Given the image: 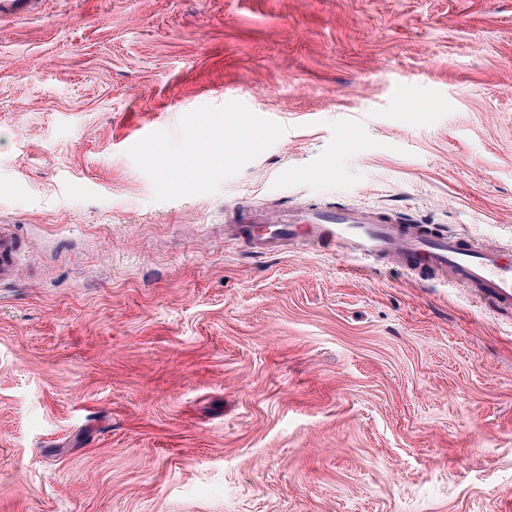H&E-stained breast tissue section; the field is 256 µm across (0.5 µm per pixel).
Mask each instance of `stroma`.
<instances>
[{"mask_svg":"<svg viewBox=\"0 0 512 512\" xmlns=\"http://www.w3.org/2000/svg\"><path fill=\"white\" fill-rule=\"evenodd\" d=\"M305 200L512 246V0L0 17V512H512V310L224 238ZM21 246L13 233L0 227V281L13 277L14 270L19 263Z\"/></svg>","mask_w":512,"mask_h":512,"instance_id":"stroma-1","label":"stroma"}]
</instances>
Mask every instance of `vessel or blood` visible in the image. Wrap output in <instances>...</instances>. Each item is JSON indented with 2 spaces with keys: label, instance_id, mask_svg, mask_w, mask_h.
Here are the masks:
<instances>
[{
  "label": "vessel or blood",
  "instance_id": "obj_1",
  "mask_svg": "<svg viewBox=\"0 0 512 512\" xmlns=\"http://www.w3.org/2000/svg\"><path fill=\"white\" fill-rule=\"evenodd\" d=\"M226 239L256 254H270L284 242L329 246L357 261L388 259L426 278L450 277L471 296L512 309V251L436 229L388 207L327 208L311 202L270 213L241 209L224 217ZM21 246L0 227V281L11 279Z\"/></svg>",
  "mask_w": 512,
  "mask_h": 512
}]
</instances>
